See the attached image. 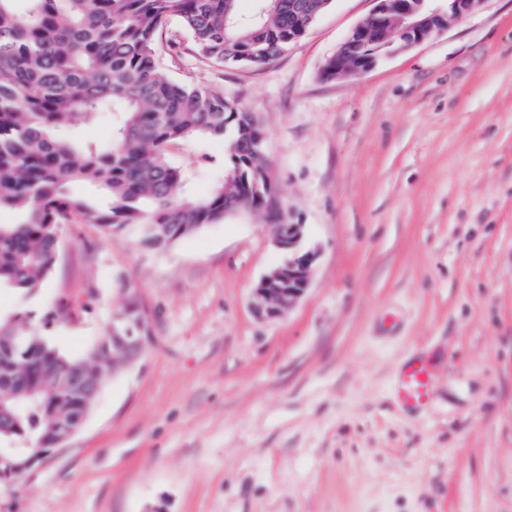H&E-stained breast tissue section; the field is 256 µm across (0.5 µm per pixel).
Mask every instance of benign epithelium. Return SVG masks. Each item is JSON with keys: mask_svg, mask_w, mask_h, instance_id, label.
I'll list each match as a JSON object with an SVG mask.
<instances>
[{"mask_svg": "<svg viewBox=\"0 0 512 512\" xmlns=\"http://www.w3.org/2000/svg\"><path fill=\"white\" fill-rule=\"evenodd\" d=\"M483 0H448V9L438 0H377L373 13L358 24L327 61L335 69L332 79L358 76L375 66L383 55L396 54L448 27V23L476 11ZM303 225L290 224L278 233L276 245L288 259L263 276L254 288L259 315L275 318L301 298L310 286L317 252L303 246ZM112 362L121 366L143 349L144 315L131 297L122 312L113 316Z\"/></svg>", "mask_w": 512, "mask_h": 512, "instance_id": "obj_1", "label": "benign epithelium"}]
</instances>
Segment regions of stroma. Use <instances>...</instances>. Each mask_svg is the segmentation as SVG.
<instances>
[{
	"label": "stroma",
	"mask_w": 512,
	"mask_h": 512,
	"mask_svg": "<svg viewBox=\"0 0 512 512\" xmlns=\"http://www.w3.org/2000/svg\"><path fill=\"white\" fill-rule=\"evenodd\" d=\"M375 6L333 0L260 66L200 60L185 34L159 47L167 77L261 121L288 221L317 251L310 286L255 314L286 257L259 212L163 249L60 225L42 288H1L0 312H31L78 356L133 294L149 340L75 434L0 481V512H512V0L323 78ZM223 154L174 149L192 195L221 181ZM410 354L433 373L419 412L394 396Z\"/></svg>",
	"instance_id": "1"
}]
</instances>
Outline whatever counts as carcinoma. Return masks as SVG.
I'll return each instance as SVG.
<instances>
[{
  "mask_svg": "<svg viewBox=\"0 0 512 512\" xmlns=\"http://www.w3.org/2000/svg\"><path fill=\"white\" fill-rule=\"evenodd\" d=\"M0 0V288L26 297L56 261L58 227L78 217L110 234L164 248L226 210L268 209L256 193L270 160L251 141L259 121L233 97L172 81L157 68L164 23L179 20L198 58L262 65L287 51L309 0ZM119 113L106 146L77 141L70 127ZM195 136L224 143V178L206 197L187 193L191 171L170 148ZM82 182L94 203L68 191ZM110 337L80 357L62 354L23 311L0 315V444L21 461L80 426L112 370Z\"/></svg>",
  "mask_w": 512,
  "mask_h": 512,
  "instance_id": "cac0c4a2",
  "label": "carcinoma"
}]
</instances>
